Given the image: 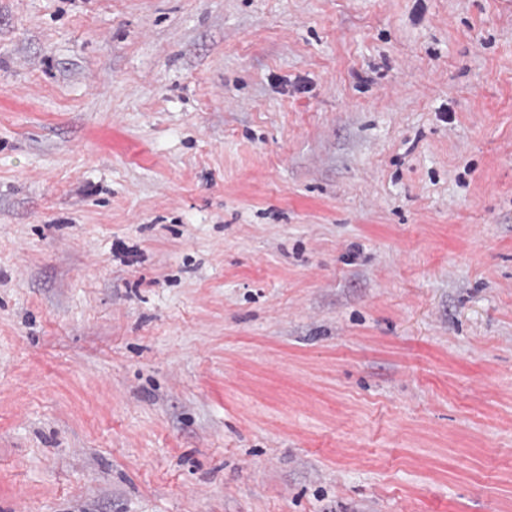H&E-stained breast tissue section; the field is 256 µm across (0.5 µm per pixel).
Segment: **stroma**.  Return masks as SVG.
<instances>
[{
    "instance_id": "1",
    "label": "stroma",
    "mask_w": 512,
    "mask_h": 512,
    "mask_svg": "<svg viewBox=\"0 0 512 512\" xmlns=\"http://www.w3.org/2000/svg\"><path fill=\"white\" fill-rule=\"evenodd\" d=\"M0 512H512V0H0Z\"/></svg>"
}]
</instances>
